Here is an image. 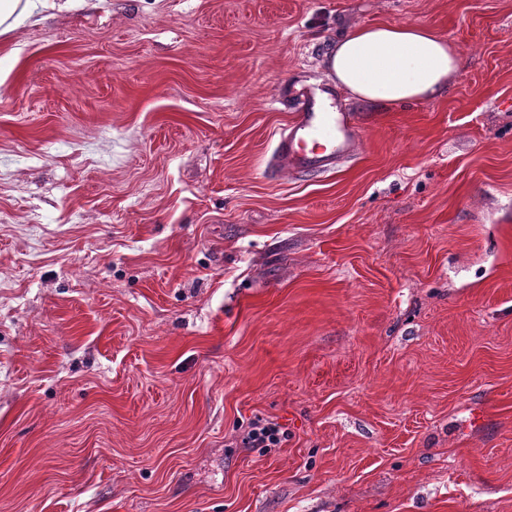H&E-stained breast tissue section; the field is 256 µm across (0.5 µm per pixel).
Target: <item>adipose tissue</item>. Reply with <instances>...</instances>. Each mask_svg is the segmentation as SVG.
<instances>
[{"instance_id":"1","label":"adipose tissue","mask_w":512,"mask_h":512,"mask_svg":"<svg viewBox=\"0 0 512 512\" xmlns=\"http://www.w3.org/2000/svg\"><path fill=\"white\" fill-rule=\"evenodd\" d=\"M329 67L361 100L405 103L442 95L458 56L446 38L425 26L364 25L337 41Z\"/></svg>"}]
</instances>
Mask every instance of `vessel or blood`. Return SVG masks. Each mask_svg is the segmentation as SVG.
Here are the masks:
<instances>
[{"label":"vessel or blood","instance_id":"vessel-or-blood-1","mask_svg":"<svg viewBox=\"0 0 512 512\" xmlns=\"http://www.w3.org/2000/svg\"><path fill=\"white\" fill-rule=\"evenodd\" d=\"M357 129L355 113L320 111L315 95H307L279 133L268 167L298 174L335 171L340 160L356 155Z\"/></svg>","mask_w":512,"mask_h":512}]
</instances>
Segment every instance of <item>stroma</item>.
Segmentation results:
<instances>
[{"label":"stroma","mask_w":512,"mask_h":512,"mask_svg":"<svg viewBox=\"0 0 512 512\" xmlns=\"http://www.w3.org/2000/svg\"><path fill=\"white\" fill-rule=\"evenodd\" d=\"M432 100L267 160L336 42ZM278 448H245L256 419ZM0 512H512V0H56L0 37ZM329 67L361 100L405 103L442 95L458 56L446 38L426 26L364 25L337 41ZM288 430L279 423L258 421L241 438L245 448H278L287 441Z\"/></svg>","instance_id":"35a3bbf8"}]
</instances>
